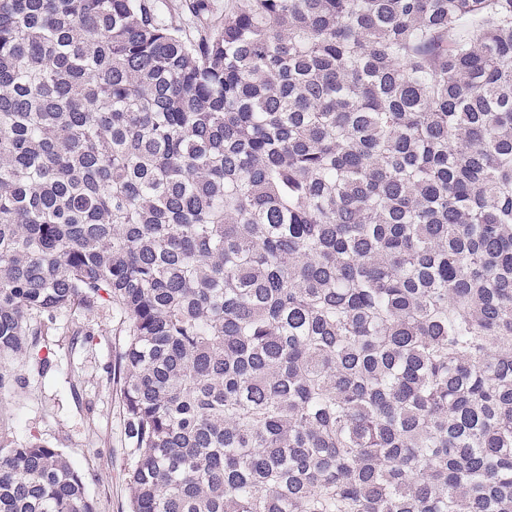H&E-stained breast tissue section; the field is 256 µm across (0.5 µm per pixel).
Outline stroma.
<instances>
[{
  "label": "stroma",
  "instance_id": "1",
  "mask_svg": "<svg viewBox=\"0 0 512 512\" xmlns=\"http://www.w3.org/2000/svg\"><path fill=\"white\" fill-rule=\"evenodd\" d=\"M188 0H164V17L195 36L202 24L223 22L243 0H209L207 19L195 18ZM49 342L47 366L35 358L14 363L21 384L0 393V427L18 439L31 436L58 445L87 475L96 512H128L125 473L130 463L119 388L109 377L123 346L118 318L108 306L62 313Z\"/></svg>",
  "mask_w": 512,
  "mask_h": 512
}]
</instances>
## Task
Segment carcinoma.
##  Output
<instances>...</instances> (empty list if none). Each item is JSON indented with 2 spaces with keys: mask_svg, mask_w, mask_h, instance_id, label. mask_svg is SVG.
<instances>
[{
  "mask_svg": "<svg viewBox=\"0 0 512 512\" xmlns=\"http://www.w3.org/2000/svg\"><path fill=\"white\" fill-rule=\"evenodd\" d=\"M103 304L131 512H512V0H0V391ZM160 4V9L165 18H172L180 24L186 35L194 37L201 25L207 22L209 25L218 24L224 21V13L237 9L244 2L243 0H209V13L207 20L195 18L187 9L189 0H165Z\"/></svg>",
  "mask_w": 512,
  "mask_h": 512,
  "instance_id": "obj_1",
  "label": "carcinoma"
}]
</instances>
